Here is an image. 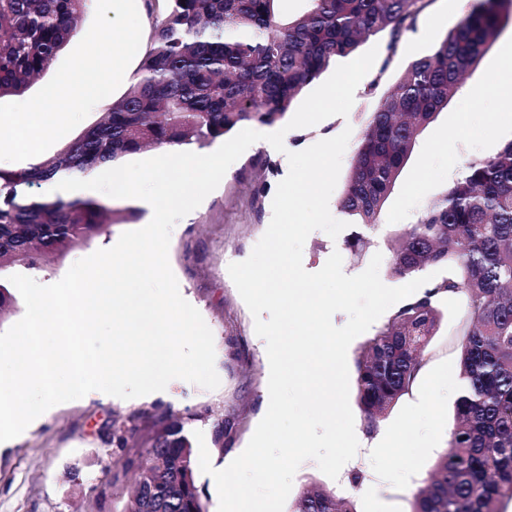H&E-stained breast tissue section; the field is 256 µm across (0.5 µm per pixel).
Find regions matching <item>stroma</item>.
Segmentation results:
<instances>
[{
  "label": "stroma",
  "mask_w": 512,
  "mask_h": 512,
  "mask_svg": "<svg viewBox=\"0 0 512 512\" xmlns=\"http://www.w3.org/2000/svg\"><path fill=\"white\" fill-rule=\"evenodd\" d=\"M476 0H434L414 30L404 34L395 57L387 55L384 36L369 37L360 52L376 49L377 57L358 84L347 116L289 130L287 147L304 150L343 130L351 136L342 157L337 185L329 200L335 219H342L340 201L350 172L351 158L372 112L412 61L431 53L447 31L460 22ZM140 0H88L79 32L52 67L24 94L0 98V167L20 169L34 158L56 154L87 126L99 120L113 102L134 83L143 56H130L107 99L71 113L59 137L40 143L36 154L15 149L18 130L14 118L24 106L40 101L52 88L71 83L85 69L92 44L113 21L131 22ZM512 53V23L507 24L465 82L436 119L418 136L410 159L387 198L376 230L352 224L338 237L312 232L303 247L302 263L323 267L332 253H340L343 271H364L374 254H382V282L398 287L388 256L392 239L417 222L456 180L470 160L495 154L512 141V106L495 92L504 81L496 63ZM285 177L282 155L258 150L237 159L190 219L176 223L168 258L179 292L190 299L211 329L215 346L217 389L207 390L177 380L173 397L142 402L104 401L90 393L59 404L45 422L29 429L0 450V512H123L131 499L134 475L127 458L142 453V438L156 426L181 421L186 435L203 432L212 437L215 422L224 424V445L210 448L215 469L229 465L247 446L263 418L268 389L266 343L257 336L254 318L229 273L234 261L247 259L267 230L276 188ZM143 210L113 224L63 260L49 262L40 278L59 281L73 263L100 248L111 247L123 232L141 228ZM460 314L448 305L423 356V368L412 391L367 430L362 414L354 427L366 443L344 465L338 479L324 475L314 461L297 470L291 492L317 485L351 500L356 512H412L414 495L429 479L437 462L449 451L450 427L461 388L459 366ZM140 413L139 435L128 447L112 445V428Z\"/></svg>",
  "instance_id": "obj_1"
}]
</instances>
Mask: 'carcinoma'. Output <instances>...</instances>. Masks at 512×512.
<instances>
[{
  "label": "carcinoma",
  "mask_w": 512,
  "mask_h": 512,
  "mask_svg": "<svg viewBox=\"0 0 512 512\" xmlns=\"http://www.w3.org/2000/svg\"><path fill=\"white\" fill-rule=\"evenodd\" d=\"M88 0H0V98L20 95L56 61ZM138 77L109 112L59 153L24 169L0 168V321L17 299L2 277L20 263L48 262L106 232L112 203L34 193L60 176L88 179L147 148H204L246 123L273 124L302 89L370 36L388 35L392 60L405 32L434 0H306L291 19L279 0H165ZM512 21V0H480L434 47L408 65L372 113L352 157L341 210L356 224L377 217L410 158L418 132L448 105L469 71ZM428 265L448 275L397 308L361 351L356 397L367 430L412 389L441 319V302L463 310L462 387L449 455L414 496L412 512H501L512 502V142L464 164L461 175L391 247V271ZM137 416L112 431L125 448ZM127 461L138 473L124 512H206L184 426L149 434ZM291 512H354L320 487Z\"/></svg>",
  "instance_id": "1"
}]
</instances>
